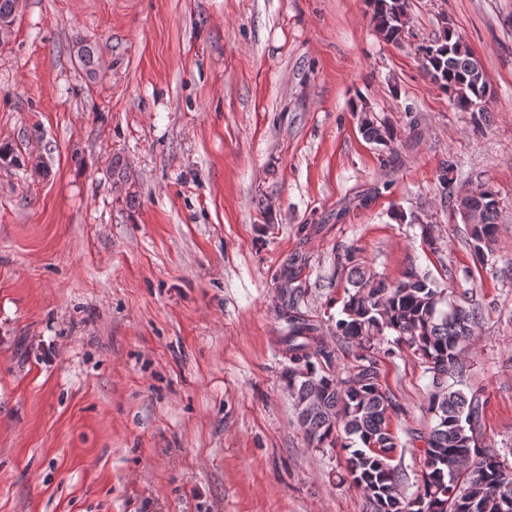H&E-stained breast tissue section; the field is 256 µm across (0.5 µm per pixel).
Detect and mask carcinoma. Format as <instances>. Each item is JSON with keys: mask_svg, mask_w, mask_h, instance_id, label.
<instances>
[{"mask_svg": "<svg viewBox=\"0 0 512 512\" xmlns=\"http://www.w3.org/2000/svg\"><path fill=\"white\" fill-rule=\"evenodd\" d=\"M371 20L388 41L401 39L406 26V0H372ZM434 51L430 81L448 92L462 110L489 102L494 91L483 67L463 37L443 31L440 41L422 48ZM77 56L85 73L97 70L96 47L78 42ZM366 139L381 143L393 131L365 118ZM483 223L470 228L469 246L477 260L493 253L499 217V195L488 185L475 188ZM354 292L336 320V336L361 350L349 375L329 371L331 352L315 328L299 313L288 315L286 380L298 421L317 446H337L342 431L350 443L347 475L362 489L373 512H512V464L504 467L494 448L481 445L487 399L480 389H461L466 369L461 361L480 307L448 300L444 290L412 272L395 284L359 267L352 270ZM392 332L419 355L431 373L428 412L434 425L424 437V465L415 496L402 491L404 474L392 465L398 442L387 423L394 404L380 384L371 356L374 339Z\"/></svg>", "mask_w": 512, "mask_h": 512, "instance_id": "cac0c4a2", "label": "carcinoma"}]
</instances>
